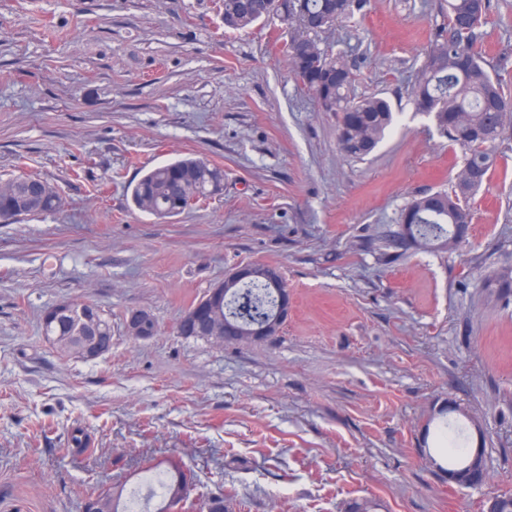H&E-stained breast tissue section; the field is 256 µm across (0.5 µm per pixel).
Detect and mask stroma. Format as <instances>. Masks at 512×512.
Segmentation results:
<instances>
[{
  "mask_svg": "<svg viewBox=\"0 0 512 512\" xmlns=\"http://www.w3.org/2000/svg\"><path fill=\"white\" fill-rule=\"evenodd\" d=\"M442 0H362L320 36L352 93L396 126L364 161L336 144L291 74L280 22L233 32L220 0H0V179L52 181L60 210L0 223V512H81L86 489L134 487L178 461L191 498L233 512H483L512 495V139L445 252L394 240L401 209L462 164L409 98ZM474 42L512 94V0ZM185 156L224 189L161 222L126 189ZM280 268L294 311L278 340L178 335L185 310L238 265ZM63 300L112 319L86 362L46 340ZM146 310L151 339L125 330ZM486 439L488 479L449 486L422 449L440 406ZM90 449L78 448L76 437Z\"/></svg>",
  "mask_w": 512,
  "mask_h": 512,
  "instance_id": "35a3bbf8",
  "label": "stroma"
}]
</instances>
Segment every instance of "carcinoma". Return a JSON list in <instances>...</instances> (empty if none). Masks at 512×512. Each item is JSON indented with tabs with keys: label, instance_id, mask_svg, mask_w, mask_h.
<instances>
[{
	"label": "carcinoma",
	"instance_id": "obj_1",
	"mask_svg": "<svg viewBox=\"0 0 512 512\" xmlns=\"http://www.w3.org/2000/svg\"><path fill=\"white\" fill-rule=\"evenodd\" d=\"M224 27L245 30L274 17L292 30L287 46L294 79L309 90L323 112L338 115L336 141L340 152L361 160L371 154L396 121L389 102L377 95L355 99L350 95L354 73L343 55L321 45L317 35L354 14V0H223ZM490 0H448V32L432 41L412 90L416 111L430 116L441 134L465 154L452 189L412 198L399 223L415 226L410 244L446 250L457 246L449 226L472 222L470 196L487 182L496 163L498 142L512 133V100L502 79L492 75L472 44L486 23ZM224 170L200 158H182L157 166L132 187L130 198L141 212L171 219L223 186ZM57 188L38 176L0 181V213L34 215L57 209ZM226 302L219 311L232 318L241 333L236 343L251 342L252 324L270 322L274 291L262 279L227 284ZM43 334L78 341L90 336L77 313L64 315ZM436 449L450 468L463 465L472 447L459 441L448 422H441ZM187 475L177 467L167 470V485L154 512L186 487ZM86 498L97 501V512H126L123 489H90Z\"/></svg>",
	"mask_w": 512,
	"mask_h": 512
}]
</instances>
